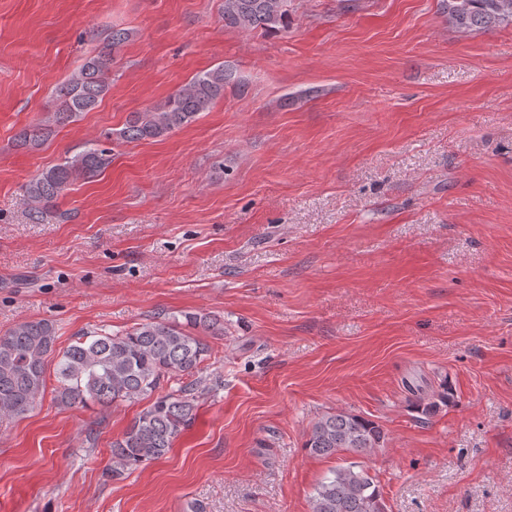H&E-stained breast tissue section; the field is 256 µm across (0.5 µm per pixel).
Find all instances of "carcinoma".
<instances>
[{"mask_svg":"<svg viewBox=\"0 0 512 512\" xmlns=\"http://www.w3.org/2000/svg\"><path fill=\"white\" fill-rule=\"evenodd\" d=\"M286 0H224V24L276 32L288 25ZM448 21L462 31L512 24V0H441ZM126 29L112 31L108 42L57 89L59 110L42 123L23 128L16 140L37 145L52 126L94 110L111 87L114 54L130 38ZM230 75L224 66L197 73L164 101L137 112L118 133L124 141L162 137L197 120L224 96ZM112 161L111 149L97 141L64 162L43 170L23 185L31 220L41 224L57 214L58 200L74 182L90 178ZM224 332V322L209 313H186L183 320L141 323L122 334L83 331L56 352V327L49 320H20L0 331V416L19 417L38 404L46 386L49 359L56 355V401L83 408L153 397V401L112 441V457L104 476L126 472L165 456L195 419L201 364L210 356L203 336ZM189 381H184V378ZM177 386L162 393L163 384ZM386 435L373 421L349 411L328 413L308 433L304 448L316 456L340 451L364 454L384 447ZM310 512H384L379 492L367 470L339 467L310 495Z\"/></svg>","mask_w":512,"mask_h":512,"instance_id":"obj_1","label":"carcinoma"}]
</instances>
